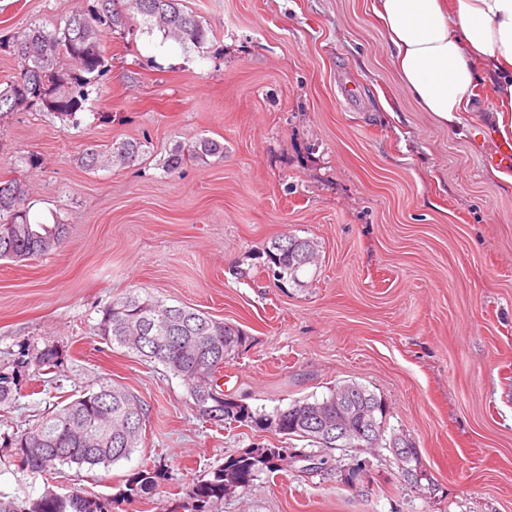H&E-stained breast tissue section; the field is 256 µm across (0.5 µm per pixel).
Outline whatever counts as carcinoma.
Wrapping results in <instances>:
<instances>
[{
    "instance_id": "1",
    "label": "carcinoma",
    "mask_w": 512,
    "mask_h": 512,
    "mask_svg": "<svg viewBox=\"0 0 512 512\" xmlns=\"http://www.w3.org/2000/svg\"><path fill=\"white\" fill-rule=\"evenodd\" d=\"M64 25L48 28L32 23L15 33L8 45L17 61L18 71L6 88L0 90V114L20 109L52 112L62 118H74L87 100L89 88L97 85L108 71V59L100 47L102 33L124 26L126 11L140 16L147 31L159 29L189 47H200L207 41L208 30L196 15L185 10L182 0H86ZM145 153L144 144L135 140L112 144L107 149L87 148L81 163L88 169L106 164L129 166ZM224 155V144L202 138L191 144L177 145L164 166L167 171L179 169L185 160H202ZM67 233L64 224L31 222L26 184L20 177L0 179V260L21 261L38 258L60 248ZM264 267L273 268L277 282H299V274L316 257L313 239L297 235H281L263 248ZM98 331L102 338L117 344L141 360L162 365L179 377L189 391L197 411L210 424L247 426L256 431L270 430L277 422L275 434L285 439L307 442L317 448H350V436L338 440L336 434H325L307 427L299 409L312 403L336 421V394L348 392L353 405L377 408V418L386 430L376 446L389 448L392 440L404 445L401 433L389 427L384 400L365 387L349 383L340 386L320 400H298L285 409L257 412L243 404L217 398L223 392L218 384L223 365L234 359V353L246 343L247 336L239 327L216 321L186 306L169 305L146 293H129L101 310ZM163 342L166 347L157 349ZM60 352L46 347L36 357L37 372L32 381L55 372ZM21 395L20 381L14 374L0 372V408L8 409ZM145 408L142 401L127 388L110 381L96 390L80 394L62 407L54 406L50 414L29 428L3 434V445L12 449L17 470L48 480L61 473L62 467L105 468L127 459L142 441ZM284 458L263 447L247 448L228 459L224 466L211 472L210 478L199 480L191 493V512H212L224 500L225 485L236 484L246 489L255 474L266 471L277 474ZM168 480L167 471L144 468L128 484L126 496L153 498L161 484ZM114 501L96 495L73 491L54 496L40 493L34 497L24 492L0 495V512H112Z\"/></svg>"
}]
</instances>
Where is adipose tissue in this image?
I'll return each instance as SVG.
<instances>
[{
    "label": "adipose tissue",
    "mask_w": 512,
    "mask_h": 512,
    "mask_svg": "<svg viewBox=\"0 0 512 512\" xmlns=\"http://www.w3.org/2000/svg\"><path fill=\"white\" fill-rule=\"evenodd\" d=\"M372 9L423 111L457 126L488 94L500 132L512 131V0H374Z\"/></svg>",
    "instance_id": "1"
}]
</instances>
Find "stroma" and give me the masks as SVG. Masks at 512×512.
I'll list each match as a JSON object with an SVG mask.
<instances>
[{"label":"stroma","mask_w":512,"mask_h":512,"mask_svg":"<svg viewBox=\"0 0 512 512\" xmlns=\"http://www.w3.org/2000/svg\"><path fill=\"white\" fill-rule=\"evenodd\" d=\"M208 29L184 49L136 19L104 33L108 71L75 120L26 109L0 116V178L25 159L33 220L68 228L40 258L0 261V371L26 378L33 353L59 349L42 393L22 387L0 434L34 423L59 397L109 379L147 409L129 459L67 470L56 491L159 512L126 498L136 472L168 471L170 512L231 457L256 445L304 449L271 433L203 422L179 377L104 341L103 307L144 290L236 324L248 336L225 365L226 395L259 412L355 382L389 405L391 428L425 478L400 479L389 449L333 450L362 465L258 473L216 512H512V163L496 147L494 99L454 128L401 88L371 0H183ZM82 0H0L6 48L31 23L52 26ZM201 138L222 157L163 162ZM146 142L129 167L89 170V147ZM312 238L317 267L276 286L261 251L282 234Z\"/></svg>","instance_id":"35a3bbf8"}]
</instances>
